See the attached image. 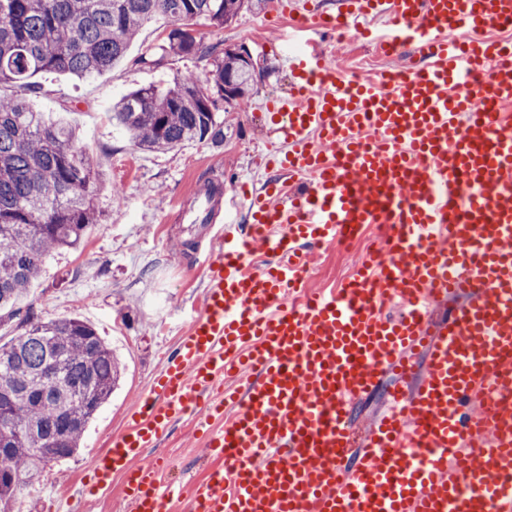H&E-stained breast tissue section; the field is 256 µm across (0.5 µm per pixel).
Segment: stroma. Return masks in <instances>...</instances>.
<instances>
[{"label":"stroma","mask_w":512,"mask_h":512,"mask_svg":"<svg viewBox=\"0 0 512 512\" xmlns=\"http://www.w3.org/2000/svg\"><path fill=\"white\" fill-rule=\"evenodd\" d=\"M292 25L277 0H251L236 19L219 28L195 24L204 45L245 47L257 64V77L244 111L218 112L223 141L191 143L167 153L136 147L109 118L113 103L131 89L168 85L189 71L203 73V61L195 58L175 60L161 69L138 64L141 53L162 44L167 20L146 24L125 57L100 74L38 75L46 92L32 104L78 129L79 146L89 152L101 174L95 203L102 218L79 248L53 253L46 260L21 305L44 321L80 317L116 350L123 368L117 388L88 427L77 453L50 463L39 483L18 490L20 512H129L121 477L96 495L85 494L91 453L106 451L125 431L132 406L139 396L152 392L164 355L184 335L203 300L208 271L202 253L210 243L208 227L183 221L197 191L209 181L221 184L215 221L246 225L247 211L228 208L229 197L244 185L261 191L279 175L270 164L277 147L269 133L270 116L259 108L289 88L284 58L292 46L282 35ZM64 95L73 100L67 113L60 108ZM363 255L359 248L348 253L335 245L320 249L307 274L310 287H341ZM139 462L158 465L163 482L186 491L215 467L194 421L185 417L143 449Z\"/></svg>","instance_id":"obj_1"}]
</instances>
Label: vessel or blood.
<instances>
[{"mask_svg": "<svg viewBox=\"0 0 512 512\" xmlns=\"http://www.w3.org/2000/svg\"><path fill=\"white\" fill-rule=\"evenodd\" d=\"M288 10L308 38L286 59L294 86L266 104L284 176L247 199L258 233L218 232L202 310L91 486L119 474L130 512H172L179 490L137 459L192 404L230 466L195 484L191 512H512V40L487 35L512 0ZM383 16L385 33L364 24ZM349 21L426 64L344 87L321 42ZM367 224L386 228L380 260L308 289V248ZM387 370L390 407L353 452L355 403Z\"/></svg>", "mask_w": 512, "mask_h": 512, "instance_id": "b4317fda", "label": "vessel or blood"}]
</instances>
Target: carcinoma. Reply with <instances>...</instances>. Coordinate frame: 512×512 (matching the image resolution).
I'll use <instances>...</instances> for the list:
<instances>
[{
	"label": "carcinoma",
	"mask_w": 512,
	"mask_h": 512,
	"mask_svg": "<svg viewBox=\"0 0 512 512\" xmlns=\"http://www.w3.org/2000/svg\"><path fill=\"white\" fill-rule=\"evenodd\" d=\"M245 0H0V83L37 97L38 74L80 77L121 60L140 29L159 16L170 30L158 49L138 62L161 68L181 58L205 62L204 77L187 73L171 86L132 90L112 106V123L137 146L168 152L190 142H216L224 131L217 111L224 87L239 99L254 70L216 43L202 46L192 22L222 26ZM99 173L77 146L75 131L50 122L29 102L0 95V319L20 333L0 345V399L13 403L0 418V453L14 483L0 482V512H10L17 488L37 481L48 463L71 456L89 422L110 398L120 376L112 350L78 317L40 321L19 302L52 252L74 248L101 213L94 203ZM61 368L48 384L45 372ZM92 391L95 403L79 408L74 392Z\"/></svg>",
	"instance_id": "obj_1"
}]
</instances>
